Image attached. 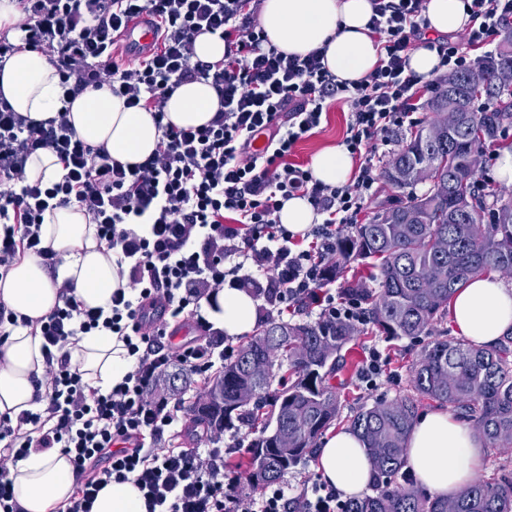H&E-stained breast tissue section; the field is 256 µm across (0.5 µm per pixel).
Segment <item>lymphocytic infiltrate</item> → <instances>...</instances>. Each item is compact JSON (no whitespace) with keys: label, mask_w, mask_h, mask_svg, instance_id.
<instances>
[{"label":"lymphocytic infiltrate","mask_w":512,"mask_h":512,"mask_svg":"<svg viewBox=\"0 0 512 512\" xmlns=\"http://www.w3.org/2000/svg\"><path fill=\"white\" fill-rule=\"evenodd\" d=\"M426 3L371 0L368 28L381 58L365 79L348 84L326 68L323 49L300 55L272 45L252 0H19L16 27L56 69L64 99L105 86L126 106L153 111L163 127L152 155L126 167L77 137L68 109L34 126L0 102V181L12 185L0 196V273L30 252L55 267V254L41 245L43 215L73 205L115 250L129 279L107 312L69 298L33 322L0 302V335L10 325L29 327L42 338L46 362L41 409L14 423L0 419V512H22L8 461L51 448L69 456L77 477L62 512H91L101 486L128 479L147 512H339L335 489L316 483L292 499L277 484L261 497L241 498L235 480L224 477L223 449L170 445L184 405L153 390L170 368L206 380L223 365L224 336L202 315L201 301L227 286L263 283L276 289V304L305 301L320 306L321 316L363 321L359 304L323 292L321 271L374 193L380 149L414 125L417 102L431 87L409 68V52L428 42L439 56L437 73L449 76L472 70L474 51L512 27V0H471L467 28L429 42ZM145 11L157 22L159 45L145 58L118 63L120 34ZM206 33L224 42L218 64L195 55V40ZM198 79L219 96L214 117L196 128L166 124L171 93ZM335 100L348 106L343 144L359 166L351 181L329 186L289 157ZM261 136L268 144L260 152L254 142ZM40 150L52 151L62 166L60 178L47 184L25 179L28 159ZM293 196L307 198L320 217L303 249L278 219ZM156 303L171 318H194L203 339L165 345L164 330L143 319L144 307ZM96 330L118 336L134 359L106 393L88 387L63 353L73 337Z\"/></svg>","instance_id":"f902f5d3"}]
</instances>
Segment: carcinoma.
<instances>
[{
    "instance_id": "1",
    "label": "carcinoma",
    "mask_w": 512,
    "mask_h": 512,
    "mask_svg": "<svg viewBox=\"0 0 512 512\" xmlns=\"http://www.w3.org/2000/svg\"><path fill=\"white\" fill-rule=\"evenodd\" d=\"M512 70V39L475 70L435 86L428 103L434 117L394 154L382 178L400 190L377 216L336 240V258L322 271L326 283L343 281V295L368 306L377 331L396 338H427L412 366V392L363 406L348 419L370 458V494L349 500L344 512H444L447 498L410 483L407 440L421 399L446 404L456 417L479 424L493 448H512V332L490 347L435 338L455 292L473 277L512 274V199L487 201L467 158L512 127V90L499 82ZM462 93L467 112L448 130V85ZM489 108L470 110L479 94ZM426 181L421 194L413 188ZM410 192H405V189ZM354 325L320 318L285 323L266 317L237 353L225 359L192 409V423L218 437L234 422L252 435L244 469L248 484H273L317 453V440L336 421L339 402L331 380L343 369L341 352ZM269 372L254 378L251 364ZM451 376L449 388L443 379ZM169 398L181 399L190 375L165 374ZM278 388H272L273 382ZM457 512H512V466L496 477L464 486Z\"/></svg>"
}]
</instances>
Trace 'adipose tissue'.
I'll use <instances>...</instances> for the list:
<instances>
[{
	"label": "adipose tissue",
	"mask_w": 512,
	"mask_h": 512,
	"mask_svg": "<svg viewBox=\"0 0 512 512\" xmlns=\"http://www.w3.org/2000/svg\"><path fill=\"white\" fill-rule=\"evenodd\" d=\"M371 14L370 0H263L259 20L279 50L305 54L325 48L324 63L337 79L358 82L379 61L377 43L367 28ZM426 19L429 34L461 32L469 22L465 0H427ZM0 99L34 125L52 119L64 105L55 69L43 54L23 44L0 59ZM69 107L76 134L125 165L142 163L162 135L152 112L126 107L123 98L105 89L87 91ZM219 107L212 84L193 80L170 96L165 120L178 127H199L210 122ZM311 169L317 181L334 186L350 179L354 164L340 145L318 152ZM41 239L56 255L54 269L28 254L0 278V300L14 312L33 321L45 318L63 304L65 284L79 303L107 310L113 292L127 288L116 253L99 240L95 225L77 207L47 213ZM205 312L230 337L249 333L255 325V302L239 288L220 291ZM449 315L456 335L492 346L512 329V286L487 277L472 278L453 296ZM41 346V338L23 326L11 328L0 344V417L14 421L22 412L38 410L36 384L43 381L46 370ZM65 350L83 381L103 392L120 383L132 364L123 342L105 331L80 335ZM407 447L419 486L446 497L476 479L484 440L467 422L440 410L415 420ZM316 461L322 479L344 495L368 493L371 464L357 435L346 430L327 435ZM9 478L24 512H53L71 497L76 475L69 457L50 451L12 460ZM92 512H146V507L133 481H111L99 491Z\"/></svg>",
	"instance_id": "adipose-tissue-1"
}]
</instances>
